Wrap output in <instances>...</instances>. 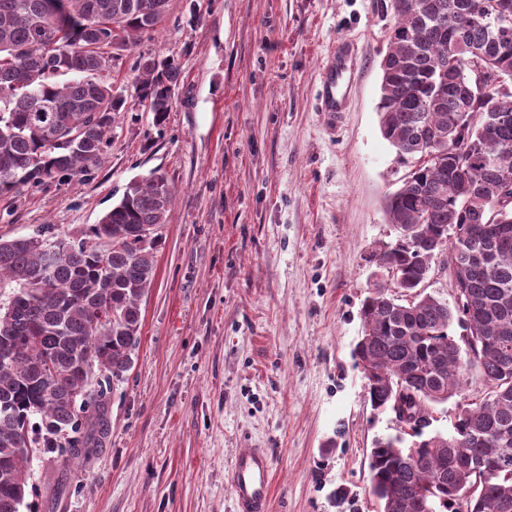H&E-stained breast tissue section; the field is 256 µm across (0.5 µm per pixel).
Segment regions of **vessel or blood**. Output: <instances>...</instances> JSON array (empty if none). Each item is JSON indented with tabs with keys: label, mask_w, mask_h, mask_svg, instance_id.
<instances>
[{
	"label": "vessel or blood",
	"mask_w": 512,
	"mask_h": 512,
	"mask_svg": "<svg viewBox=\"0 0 512 512\" xmlns=\"http://www.w3.org/2000/svg\"><path fill=\"white\" fill-rule=\"evenodd\" d=\"M350 78L348 55L337 51L335 59L322 72L326 111H342ZM271 473L266 449L245 448L235 455L230 470L234 512H268Z\"/></svg>",
	"instance_id": "1"
}]
</instances>
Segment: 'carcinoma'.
Returning a JSON list of instances; mask_svg holds the SVG:
<instances>
[{"label":"carcinoma","mask_w":512,"mask_h":512,"mask_svg":"<svg viewBox=\"0 0 512 512\" xmlns=\"http://www.w3.org/2000/svg\"><path fill=\"white\" fill-rule=\"evenodd\" d=\"M171 0H0V197L92 176L125 99L112 68L160 31ZM380 61V130L415 158L385 212L398 232L378 255L402 302L378 284L363 302L354 356L371 405H398L414 432L376 440L369 460L382 512H415L429 493L451 512H512V0H390ZM133 83L154 125L171 111L180 67L147 58ZM174 187L157 171L127 186L80 238H0V512H20L28 449L90 455L107 428L103 383L120 380L139 342ZM457 234L448 237V228ZM461 303L422 290L444 254ZM463 330L450 334L453 324ZM488 383L457 405L453 430L427 434L429 410L463 389L462 366ZM495 462L488 476L482 463ZM474 488L465 504L462 485Z\"/></svg>","instance_id":"obj_1"}]
</instances>
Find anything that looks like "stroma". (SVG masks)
Here are the masks:
<instances>
[{
    "instance_id": "35a3bbf8",
    "label": "stroma",
    "mask_w": 512,
    "mask_h": 512,
    "mask_svg": "<svg viewBox=\"0 0 512 512\" xmlns=\"http://www.w3.org/2000/svg\"><path fill=\"white\" fill-rule=\"evenodd\" d=\"M389 0H173L112 83L126 110L92 178L0 199V237L79 235L152 171L176 189L141 303L132 366L104 399L94 455L34 458L20 512H233L227 473L268 449L269 512H375L368 456L400 434L353 356L386 197L410 172L383 138L379 53ZM352 48L346 109L322 71ZM181 66L163 126L138 58Z\"/></svg>"
}]
</instances>
